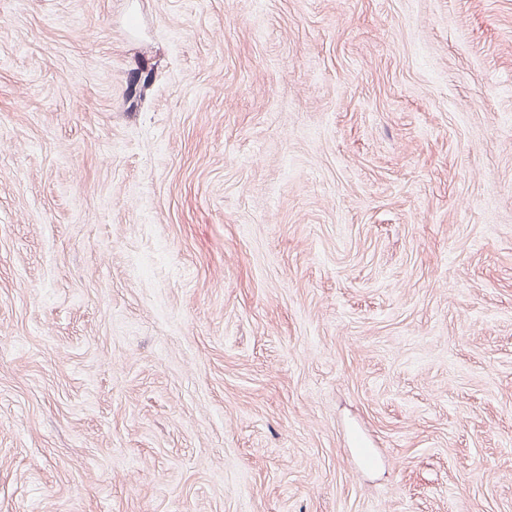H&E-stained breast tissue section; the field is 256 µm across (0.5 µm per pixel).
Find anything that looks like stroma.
<instances>
[{
    "label": "stroma",
    "mask_w": 512,
    "mask_h": 512,
    "mask_svg": "<svg viewBox=\"0 0 512 512\" xmlns=\"http://www.w3.org/2000/svg\"><path fill=\"white\" fill-rule=\"evenodd\" d=\"M0 512H512V0H0Z\"/></svg>",
    "instance_id": "1"
}]
</instances>
